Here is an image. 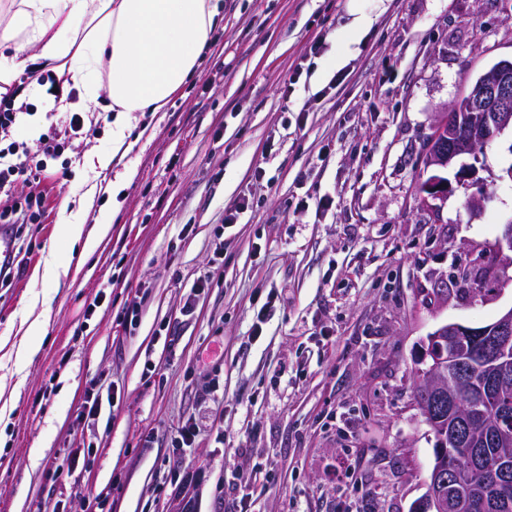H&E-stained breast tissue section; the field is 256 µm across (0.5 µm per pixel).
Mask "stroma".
Listing matches in <instances>:
<instances>
[{"instance_id": "stroma-1", "label": "stroma", "mask_w": 512, "mask_h": 512, "mask_svg": "<svg viewBox=\"0 0 512 512\" xmlns=\"http://www.w3.org/2000/svg\"><path fill=\"white\" fill-rule=\"evenodd\" d=\"M219 32L198 76L137 113L133 145L115 148L103 109L84 113L87 135L17 187L37 201L0 336L35 296L49 324L26 370L0 364L16 389L0 512H172L187 485L194 512H238L245 494L254 512H409L433 462L421 340L512 309V265L493 257L512 134L420 202L436 114L512 59V0H224ZM111 152L95 180L87 156ZM66 200L111 232L56 283L42 272L69 257ZM91 387L113 398L94 421ZM207 414L216 426L174 447ZM74 455L86 466L58 472Z\"/></svg>"}]
</instances>
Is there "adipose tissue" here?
<instances>
[{"mask_svg":"<svg viewBox=\"0 0 512 512\" xmlns=\"http://www.w3.org/2000/svg\"><path fill=\"white\" fill-rule=\"evenodd\" d=\"M220 0H0V84L29 71L17 101H49L46 73L78 90V102L60 98L58 111H95L107 96L115 135H124L136 112H158L193 79L208 58L221 19ZM60 230L79 258L98 250L109 227L89 230L84 212L62 204ZM48 313L26 319L17 344L0 338L16 371L41 349Z\"/></svg>","mask_w":512,"mask_h":512,"instance_id":"obj_1","label":"adipose tissue"}]
</instances>
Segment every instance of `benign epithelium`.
Wrapping results in <instances>:
<instances>
[{
    "instance_id": "obj_1",
    "label": "benign epithelium",
    "mask_w": 512,
    "mask_h": 512,
    "mask_svg": "<svg viewBox=\"0 0 512 512\" xmlns=\"http://www.w3.org/2000/svg\"><path fill=\"white\" fill-rule=\"evenodd\" d=\"M449 111L464 113V120L452 121L448 114L439 116L427 139L422 159L426 166L446 170L462 155L478 159V154L491 145L506 129H512V60H501L482 73L467 90L457 97ZM448 179L435 175L422 186V193L433 198L445 192ZM496 252L501 260L512 264V222L507 224L498 241ZM462 336L490 337L496 350L492 361L482 367L483 393L470 403L467 412L479 419L485 415L483 401L494 392L497 383L512 370V309L495 322L478 328L446 322L426 336L421 343V357L416 367L418 386L430 392L448 381V365L456 360ZM443 446L437 464L425 481V492L414 505L418 512H476L485 501L479 491L464 496L456 490L469 477L468 469L458 455L448 456L444 446H462L458 436L436 434Z\"/></svg>"
}]
</instances>
